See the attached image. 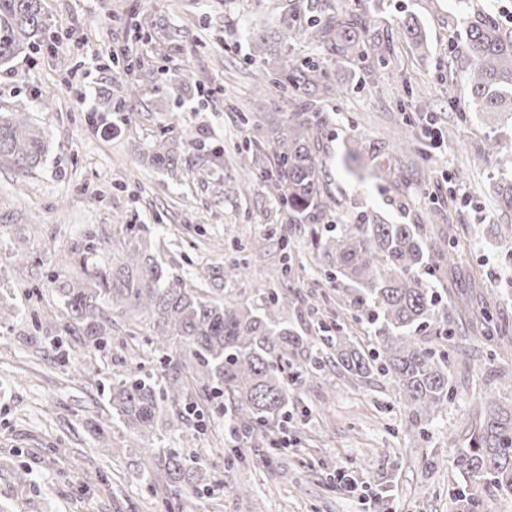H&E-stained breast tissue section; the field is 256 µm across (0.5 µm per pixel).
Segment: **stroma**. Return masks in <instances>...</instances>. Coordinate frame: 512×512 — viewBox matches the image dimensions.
<instances>
[{"label":"stroma","mask_w":512,"mask_h":512,"mask_svg":"<svg viewBox=\"0 0 512 512\" xmlns=\"http://www.w3.org/2000/svg\"><path fill=\"white\" fill-rule=\"evenodd\" d=\"M368 4L369 35L385 47L382 65L344 67L310 39L295 43L293 54L319 61L338 89L316 104L330 118L320 158L338 223L377 212L392 223L433 220L452 228L458 260L438 284V308L452 313L454 335L444 339L431 327L418 339L447 350L455 395L424 437H408L409 411L388 377L328 370L297 389L293 427L275 431V438L289 436L288 450L251 448L231 466L224 459L233 445L227 418L206 405L192 417L194 441L162 440L194 450L215 475L197 512H461L450 489L463 482L457 456L476 412L490 394L512 403L506 385L512 346L491 345L470 304L485 293L495 319L512 325V241L498 233L512 214L496 208L494 193L512 178V166L496 156L473 162L493 138L512 155V113L465 109L463 28L452 0H329L328 6L345 14ZM44 7L64 37L59 57L0 68V111L28 113L46 139L35 170L0 161V285L13 290L22 308L0 328V512H156L163 492L138 476L150 459L119 428L110 433L108 451H99L95 432L110 411L107 385L120 369L127 319L115 317L106 351L92 354L65 331L48 300L29 290L46 283L55 253L74 247L85 232L109 234L121 247L112 227L118 214L148 225L166 263L188 284L203 285L211 267L249 264L251 277L231 283L229 296L257 301L272 290L287 292L289 321L320 335L337 310L336 289L309 225L285 223L269 188V163L254 169L250 190L224 192L241 172V149L270 155L268 118L288 109L280 90L257 108L252 83L262 65L251 60L247 41L252 29L276 27L288 0H44ZM144 17L155 28L139 53L157 74L137 84L135 109L116 130L93 133L87 111L111 115L125 94L128 82L112 55L126 48L130 27ZM408 17L418 20L427 50L397 36ZM90 66L95 80L82 103L65 85ZM39 90L51 93L50 106L32 102ZM162 136L182 157L178 177L147 163ZM359 137L378 147L374 165L382 178L358 182L346 174L343 155ZM398 197L406 213L390 207ZM282 234L290 241L285 251ZM44 330L46 342L39 338ZM55 336L64 351H55ZM340 467L364 481L367 504L336 490Z\"/></svg>","instance_id":"35a3bbf8"}]
</instances>
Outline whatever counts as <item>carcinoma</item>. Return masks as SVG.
I'll return each mask as SVG.
<instances>
[{
  "instance_id": "carcinoma-1",
  "label": "carcinoma",
  "mask_w": 512,
  "mask_h": 512,
  "mask_svg": "<svg viewBox=\"0 0 512 512\" xmlns=\"http://www.w3.org/2000/svg\"><path fill=\"white\" fill-rule=\"evenodd\" d=\"M463 15L465 80L469 94L465 109L474 112L512 110V27L496 13L477 9L469 0H457ZM371 12L328 15L319 0H293L274 34L263 30L249 35L253 57L275 56L278 62L261 73L258 99L273 87L304 93L293 102L294 111L283 120H268L267 135L273 152L271 188L280 200L289 224L313 226L314 242L329 275L336 283L338 306L363 317L378 335L373 351L365 353L336 322V366L357 378L375 372L393 383L399 401L410 412L405 435H422L424 426L438 417L454 391L448 381V352L419 344L413 333L437 321V292L422 276L426 270L445 275L454 262L448 248L451 235H431L425 224H390L375 213L363 215L358 224H336V197L325 185L319 159L327 118L311 110L315 100L335 88L326 70L313 60L282 53L303 37L321 41L331 59L346 61L383 59V45L366 33ZM398 34L424 47L421 27L411 19ZM46 51L58 55L53 25L43 0H0V65L18 55ZM43 132L24 112L0 113V160L29 171L43 158ZM362 153L346 152L344 164L358 180H365ZM155 170L172 174L180 156L161 138L147 154ZM123 236L122 252L112 253V265L99 260L105 242L85 236L70 253L58 252V269L49 280L47 295L60 305L65 327L78 329L85 345L104 351L112 336V316L131 317L133 346L146 342L147 350L163 358L155 374L137 359L109 384L112 419L98 427L100 450L106 451V424L122 425L131 434L132 446L152 458V468L140 474L154 486L163 484L167 500L178 512H194L196 505L183 498L184 490L208 482L206 468L181 448H150L144 443L162 429L163 409L175 407V421L168 422L185 436L191 424L187 415L215 397H224L228 430L237 436L246 428L251 438H262L271 450L279 442L267 437L276 422L288 423L292 393L326 366L309 336L299 333L281 310L288 294L271 292L263 304L221 300L224 284L242 279L245 263L214 267L207 287L189 288L182 278L151 251L148 228L116 217ZM13 294L0 287V324L18 317ZM484 337L503 341L502 327L489 312L483 313ZM178 347L183 361L172 363L168 350ZM458 467L464 485L459 499L470 512L485 508L488 493L512 495V408L489 398L469 437L459 450Z\"/></svg>"
}]
</instances>
